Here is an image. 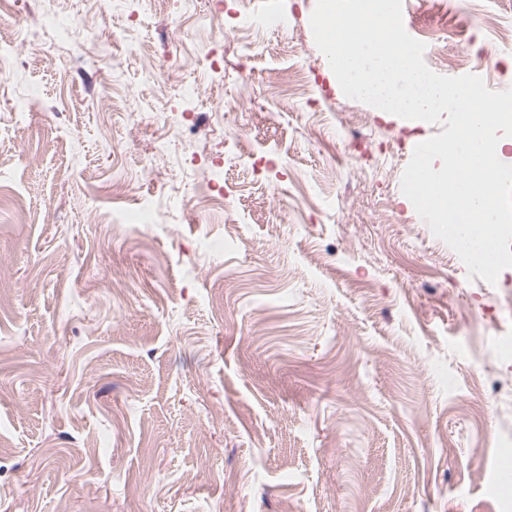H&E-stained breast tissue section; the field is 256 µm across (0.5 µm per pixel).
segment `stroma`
Listing matches in <instances>:
<instances>
[{
    "instance_id": "obj_1",
    "label": "stroma",
    "mask_w": 512,
    "mask_h": 512,
    "mask_svg": "<svg viewBox=\"0 0 512 512\" xmlns=\"http://www.w3.org/2000/svg\"><path fill=\"white\" fill-rule=\"evenodd\" d=\"M315 5L0 16V512H512V274L400 203L412 132L337 93ZM403 23L512 86V0Z\"/></svg>"
}]
</instances>
